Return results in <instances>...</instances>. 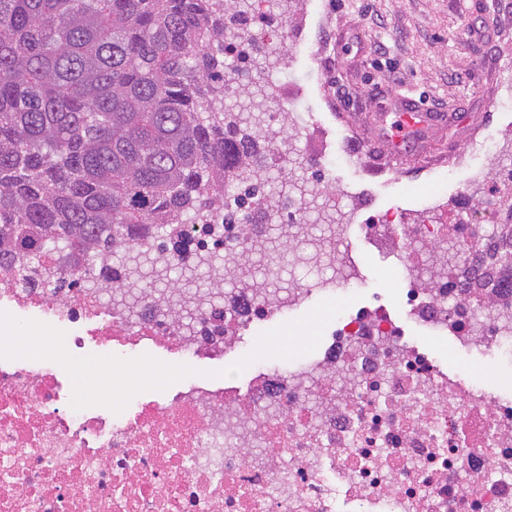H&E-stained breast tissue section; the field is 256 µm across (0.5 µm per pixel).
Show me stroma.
Masks as SVG:
<instances>
[{
    "instance_id": "1",
    "label": "stroma",
    "mask_w": 512,
    "mask_h": 512,
    "mask_svg": "<svg viewBox=\"0 0 512 512\" xmlns=\"http://www.w3.org/2000/svg\"><path fill=\"white\" fill-rule=\"evenodd\" d=\"M275 16L274 25L258 21L251 32L278 54L279 65L249 71L224 93L231 108L241 86L264 85L270 111L297 118L290 133L296 164H272L270 146L259 148L268 190L278 193L288 178L309 177L313 144L327 163V183L355 210L351 223L398 210L410 224H450L465 200L486 194L466 186L465 171L450 180L433 175L436 164L463 153L470 136L480 132L490 148L474 168H512V71L504 67L512 61V0H303ZM381 43L387 47L383 55L376 51ZM338 83L349 91L342 101L334 94ZM402 91L437 119L403 144L404 163L394 170L384 161L385 124ZM352 150L357 163L343 162ZM347 245L358 266L362 302L382 297L407 326L411 343L434 345L446 373L472 368L486 385L512 395V362L467 350L450 337L429 340L397 303L403 272L394 260L355 232Z\"/></svg>"
}]
</instances>
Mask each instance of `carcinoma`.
Instances as JSON below:
<instances>
[{
    "mask_svg": "<svg viewBox=\"0 0 512 512\" xmlns=\"http://www.w3.org/2000/svg\"><path fill=\"white\" fill-rule=\"evenodd\" d=\"M251 0H0V269L42 283L46 251L70 262L110 252L127 273L100 276L130 290L156 258L143 241L164 237L170 259L191 255L178 230L203 212L225 224L269 222L234 184L265 188L255 161L267 92L239 111L218 107L239 72L226 44L244 33ZM288 232L254 249L293 252ZM512 269V242L484 253Z\"/></svg>",
    "mask_w": 512,
    "mask_h": 512,
    "instance_id": "cac0c4a2",
    "label": "carcinoma"
}]
</instances>
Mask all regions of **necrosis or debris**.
<instances>
[{
    "mask_svg": "<svg viewBox=\"0 0 512 512\" xmlns=\"http://www.w3.org/2000/svg\"><path fill=\"white\" fill-rule=\"evenodd\" d=\"M494 235L462 219L409 224L370 215L359 230L387 239L403 270L398 303L433 337L480 352L512 348V276L497 287L442 272L435 246L454 242L470 266L491 239L512 238V207ZM350 229L314 256L331 275L293 282L274 296L250 289L182 310L150 283L136 308L105 291L85 267L48 255L47 287L0 271V310L61 329L87 356L134 357L142 343L180 364L223 358L256 324L315 296L346 297L356 264L339 249ZM322 360L283 367L246 395L183 382L126 412L71 405L50 360L0 361V512H512V397L466 369L448 375L411 346L383 302L349 308L331 323Z\"/></svg>",
    "mask_w": 512,
    "mask_h": 512,
    "instance_id": "1",
    "label": "necrosis or debris"
}]
</instances>
